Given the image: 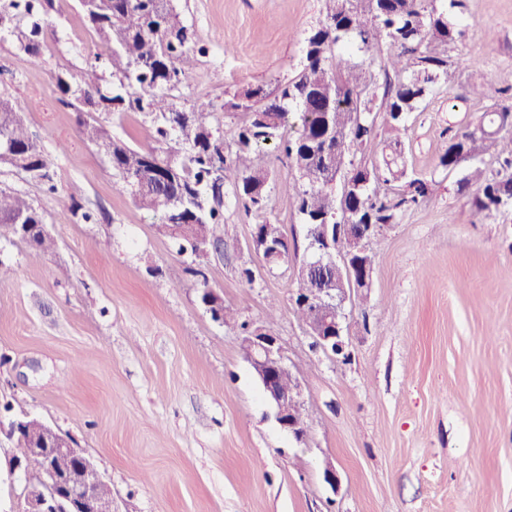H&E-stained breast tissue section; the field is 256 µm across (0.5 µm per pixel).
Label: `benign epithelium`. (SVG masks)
<instances>
[{
  "instance_id": "benign-epithelium-1",
  "label": "benign epithelium",
  "mask_w": 512,
  "mask_h": 512,
  "mask_svg": "<svg viewBox=\"0 0 512 512\" xmlns=\"http://www.w3.org/2000/svg\"><path fill=\"white\" fill-rule=\"evenodd\" d=\"M335 238L313 242L307 250L306 261L312 268L327 267L336 272V282L349 281L351 287L363 292L372 287L373 268L357 260L367 243L378 231L375 224H332ZM251 249L269 264L288 261V252L267 240L260 245L251 241ZM350 300L348 289L325 288L310 295L300 291L299 303L311 306L318 313L315 322L307 327L314 346L332 355L346 354L345 303ZM247 347V362L254 370L276 423L295 440L304 438L293 422L294 410L302 404L301 382L291 391L278 386V375L289 370L288 358L277 336L256 329L241 338ZM55 452L66 453L81 462L73 474L62 473L45 463L40 481L26 486L21 498V512H112V499L99 496L95 488L104 478L83 452L62 435H56Z\"/></svg>"
}]
</instances>
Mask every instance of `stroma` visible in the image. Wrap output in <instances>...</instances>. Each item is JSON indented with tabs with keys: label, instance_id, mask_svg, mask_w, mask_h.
Here are the masks:
<instances>
[{
	"label": "stroma",
	"instance_id": "obj_1",
	"mask_svg": "<svg viewBox=\"0 0 512 512\" xmlns=\"http://www.w3.org/2000/svg\"><path fill=\"white\" fill-rule=\"evenodd\" d=\"M173 5L198 50L173 102L211 103L232 156L247 119L237 94L275 92L299 73L321 0ZM464 16L471 28L455 53L471 67L451 70L402 138L428 199L370 240L373 285L345 305V361L315 349L293 309L305 240L281 186L283 153L259 151L264 215L225 194L222 244L195 277L157 216L113 191L108 158L55 90L57 75L90 65L111 74L106 48L85 46L94 32L77 0H54L39 63L0 33V98L53 159L56 190L3 164L0 188L26 195L57 241L38 257L0 232V262L13 270L0 282V403L73 438L110 485L113 512H512V211L477 218L457 190L462 168L439 164L455 133L512 92V0H465ZM473 81L488 96L462 97ZM97 118L132 145L154 144L147 113ZM264 220L291 246L275 268L249 248ZM202 283L236 323L204 310ZM245 324L275 333L302 381L304 441L265 403L240 349ZM329 464L335 491L323 481Z\"/></svg>",
	"mask_w": 512,
	"mask_h": 512
}]
</instances>
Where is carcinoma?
Segmentation results:
<instances>
[{"label":"carcinoma","instance_id":"1","mask_svg":"<svg viewBox=\"0 0 512 512\" xmlns=\"http://www.w3.org/2000/svg\"><path fill=\"white\" fill-rule=\"evenodd\" d=\"M173 0H79L85 18L110 54L112 91L102 89V77L86 70L78 77L61 74L56 91L62 103L79 115L85 138L110 161L121 176L116 190L132 195L136 205L159 217L158 232L178 252L192 254L203 274L211 253L196 245L198 238L217 241L223 225L224 184L233 179L234 196L245 209L267 207L268 172L255 154L273 143L289 160L294 173L283 187L293 195L306 240L322 236L324 217L339 210L351 224H394L405 209L425 201L429 183L410 170L400 154L368 164L357 160L374 139L377 120L389 138L400 144L413 112L432 94L449 70L458 67L451 50L466 37L469 24L460 16L463 0H321L325 18L305 40L300 73L275 94L249 88L243 94L248 120L235 135L236 151L224 156V141L215 134L211 104L199 100L188 113L174 109L170 91L192 68L195 50L187 28L177 19ZM52 0H0V31L16 37L18 49L33 59L41 56L44 33L50 26ZM386 44L390 52L372 69L368 59ZM381 104H375V100ZM147 112L154 115L155 147H135L99 125L93 113ZM512 115V95L493 102L477 122L460 130L439 157V166L467 168L458 191L475 189L472 208L478 217L512 202V124L498 122ZM295 134L287 137L291 120ZM0 164L27 168L52 184V161L34 141L21 113L0 98ZM497 153L501 170L488 169L484 155ZM351 184L347 194L335 193L336 181ZM26 224L21 241L36 255L55 248L43 229L44 217L18 194L0 188V226ZM258 236L288 247L278 224L265 221ZM298 287L318 292L336 287L330 269H297ZM52 443L44 426L19 420L13 432L16 455L29 459L28 476L43 466L32 449Z\"/></svg>","mask_w":512,"mask_h":512}]
</instances>
